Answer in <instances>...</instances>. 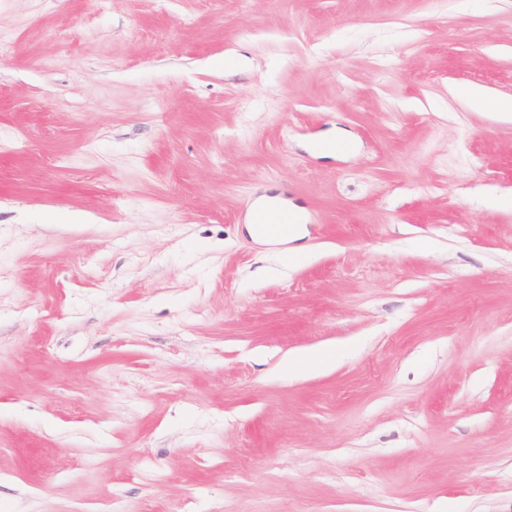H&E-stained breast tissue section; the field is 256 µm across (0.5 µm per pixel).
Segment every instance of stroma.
Here are the masks:
<instances>
[{
    "mask_svg": "<svg viewBox=\"0 0 512 512\" xmlns=\"http://www.w3.org/2000/svg\"><path fill=\"white\" fill-rule=\"evenodd\" d=\"M1 32L0 512H512V118L454 96L512 98V0ZM264 196L307 256L259 279Z\"/></svg>",
    "mask_w": 512,
    "mask_h": 512,
    "instance_id": "35a3bbf8",
    "label": "stroma"
}]
</instances>
